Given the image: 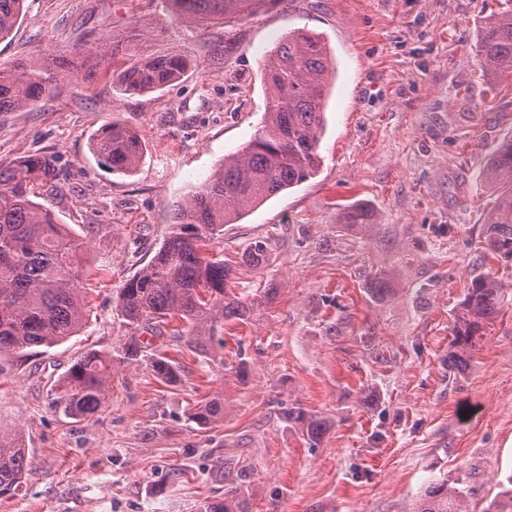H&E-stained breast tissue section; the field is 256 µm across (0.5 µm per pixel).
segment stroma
Listing matches in <instances>:
<instances>
[{"label":"stroma","mask_w":512,"mask_h":512,"mask_svg":"<svg viewBox=\"0 0 512 512\" xmlns=\"http://www.w3.org/2000/svg\"><path fill=\"white\" fill-rule=\"evenodd\" d=\"M506 4L288 0L201 30L166 0H27L0 41V67L136 29L163 31L189 68L127 100L102 75L0 112V161L54 156L60 187L38 200L90 243L81 331L0 359V423L22 429L29 457L21 491L0 496V512H199L241 469L250 512H411L436 478L465 492L468 512H484L512 475V308L474 337L465 366L449 369L448 353L495 199L480 174L512 137V80L475 48ZM294 30L321 36L336 61L319 169L225 225L219 244L241 289L273 288L276 300L248 324L225 323L223 365L147 334L139 361L113 369L94 416L55 411L54 386L72 364L130 336L115 309L121 288L158 250L177 206L253 137L262 62ZM115 121L146 145L131 175L91 150ZM357 204L370 223H345ZM256 240L270 257L260 270L240 263ZM158 354L183 363L177 385L153 377ZM241 359L243 382L231 371ZM217 393L223 421L188 420ZM294 403L326 418L318 445L281 421Z\"/></svg>","instance_id":"obj_1"}]
</instances>
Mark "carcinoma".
Here are the masks:
<instances>
[{"mask_svg": "<svg viewBox=\"0 0 512 512\" xmlns=\"http://www.w3.org/2000/svg\"><path fill=\"white\" fill-rule=\"evenodd\" d=\"M285 0H168L171 11L205 30L223 22L238 23ZM25 0H0V40L8 38L23 16ZM478 55L493 73L512 78V9L487 18L477 38ZM116 96L131 98L165 88L184 76L187 59L172 47L147 46L138 35L87 45L81 41L54 58L32 59L0 68V112H12L57 97L63 81H91L98 63ZM334 61L318 36L293 31L283 37L262 64L267 105L261 126L241 151L227 156L206 183L173 216L170 230L151 260L126 280L117 311L133 331L154 336L174 319L171 338L184 340L195 355L223 362L224 323L247 324L272 304L277 289L250 298L237 290L233 268L213 253L224 238V225L271 196L311 178L319 167L318 147L325 125L324 104ZM99 161L115 173H130L140 164L144 145L139 135L119 123L94 137ZM60 173L52 158L29 155L0 162V357L28 348H50L76 335L84 325L85 299L79 287L87 242L59 223L53 211L34 201L36 190H57ZM496 189L484 221L483 245L493 258H512V139L502 144L481 173ZM269 263L266 243L256 240L240 264L253 269ZM512 303V292L490 270L473 275L453 326L448 366L464 364L482 326ZM143 341L128 337L121 353L90 351L62 379L55 408L75 418H90L101 407L116 362L138 360ZM161 382L175 385L182 366L166 356L151 361ZM198 425L224 419V398L214 395L189 414ZM284 423L299 427L316 445L326 420L291 405ZM27 467L22 430L0 424V496L19 490ZM201 512H250L240 485L224 489L221 500L208 499ZM414 512H465L462 492L445 480H432L420 492Z\"/></svg>", "mask_w": 512, "mask_h": 512, "instance_id": "obj_1", "label": "carcinoma"}]
</instances>
